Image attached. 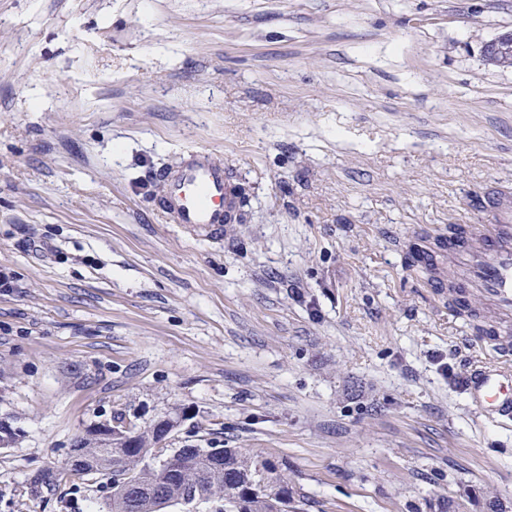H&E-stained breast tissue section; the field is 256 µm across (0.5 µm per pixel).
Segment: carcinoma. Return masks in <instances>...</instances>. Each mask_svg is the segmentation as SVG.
I'll return each mask as SVG.
<instances>
[{"instance_id": "1", "label": "carcinoma", "mask_w": 512, "mask_h": 512, "mask_svg": "<svg viewBox=\"0 0 512 512\" xmlns=\"http://www.w3.org/2000/svg\"><path fill=\"white\" fill-rule=\"evenodd\" d=\"M116 422L113 432L134 435V447L88 438L74 449L86 464L85 473L115 477L106 512H166L191 498L217 504L216 512H278L297 502L298 491L278 460L250 458L226 448L218 465L206 448H180L175 451L174 477L156 451L166 430L155 424L142 431L121 416Z\"/></svg>"}]
</instances>
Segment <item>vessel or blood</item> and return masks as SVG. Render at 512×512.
Segmentation results:
<instances>
[{
	"mask_svg": "<svg viewBox=\"0 0 512 512\" xmlns=\"http://www.w3.org/2000/svg\"><path fill=\"white\" fill-rule=\"evenodd\" d=\"M159 208L167 221L190 234L215 239L232 223L239 206L231 171L222 161L197 150L187 151L173 168L157 172ZM494 217L490 224L464 225L461 234L441 241L438 252H425V262L449 258L460 273L449 279V291L473 295L496 315L498 353L512 352V193L496 189L483 204ZM468 387L480 406L512 418V372L473 371Z\"/></svg>",
	"mask_w": 512,
	"mask_h": 512,
	"instance_id": "1",
	"label": "vessel or blood"
}]
</instances>
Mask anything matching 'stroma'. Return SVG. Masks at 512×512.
Segmentation results:
<instances>
[{
	"mask_svg": "<svg viewBox=\"0 0 512 512\" xmlns=\"http://www.w3.org/2000/svg\"><path fill=\"white\" fill-rule=\"evenodd\" d=\"M512 0H0V512H101L66 462L125 416L164 454L288 467L305 512H512L497 363L413 264L512 192ZM244 190L197 240L154 172ZM468 387L481 407L492 408L499 417L512 418V372L480 369L467 375Z\"/></svg>",
	"mask_w": 512,
	"mask_h": 512,
	"instance_id": "obj_1",
	"label": "stroma"
}]
</instances>
